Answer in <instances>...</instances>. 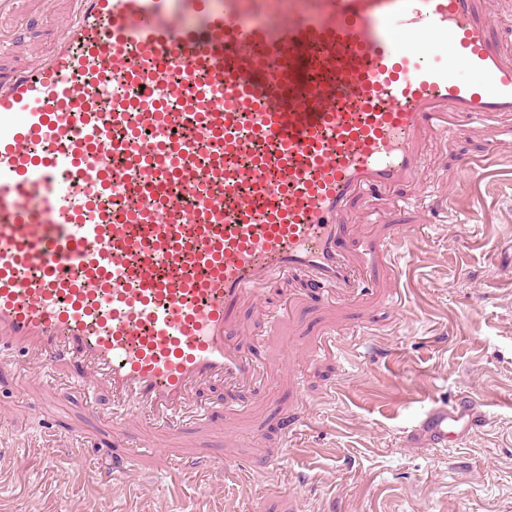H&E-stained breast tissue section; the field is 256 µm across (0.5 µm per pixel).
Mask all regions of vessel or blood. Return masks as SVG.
I'll list each match as a JSON object with an SVG mask.
<instances>
[{
	"label": "vessel or blood",
	"mask_w": 512,
	"mask_h": 512,
	"mask_svg": "<svg viewBox=\"0 0 512 512\" xmlns=\"http://www.w3.org/2000/svg\"><path fill=\"white\" fill-rule=\"evenodd\" d=\"M0 70V370L112 392L113 441L250 385L239 310L296 272L351 294V205L420 181L422 141L512 117L486 0H71ZM467 394L416 443L484 421ZM67 0H56L54 12L46 14L37 28L30 29L25 35L27 46L30 50L26 54L27 59L35 56L36 51H44L56 34L58 25L64 20V12L68 9Z\"/></svg>",
	"instance_id": "b4317fda"
}]
</instances>
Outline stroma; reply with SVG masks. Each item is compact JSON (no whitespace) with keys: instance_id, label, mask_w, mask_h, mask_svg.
Returning <instances> with one entry per match:
<instances>
[{"instance_id":"obj_1","label":"stroma","mask_w":512,"mask_h":512,"mask_svg":"<svg viewBox=\"0 0 512 512\" xmlns=\"http://www.w3.org/2000/svg\"><path fill=\"white\" fill-rule=\"evenodd\" d=\"M68 7L56 0L46 14L25 0L23 13L42 17L25 36L31 51L49 46ZM489 152L496 166L466 169ZM422 154L426 196L414 208L398 190L379 217L357 207L344 216L373 289L340 301L294 275L245 303L238 344L260 359V381L230 405L223 385L204 388L210 417L182 422L175 443L144 427L110 444L107 389L88 398L64 379L45 383L13 356L0 373V512H63L70 497L82 512H156L163 498L172 512H512V135L435 137ZM393 224L415 227L413 239L376 256ZM394 260L402 298L392 303ZM286 343L316 352L296 384L281 377ZM465 391L483 403L482 427L460 445L409 443L425 410ZM298 412L283 444V421ZM49 422L61 437L45 443ZM131 442L170 447L176 463L149 456L136 475L113 473ZM221 458L249 468V480L226 481Z\"/></svg>"}]
</instances>
